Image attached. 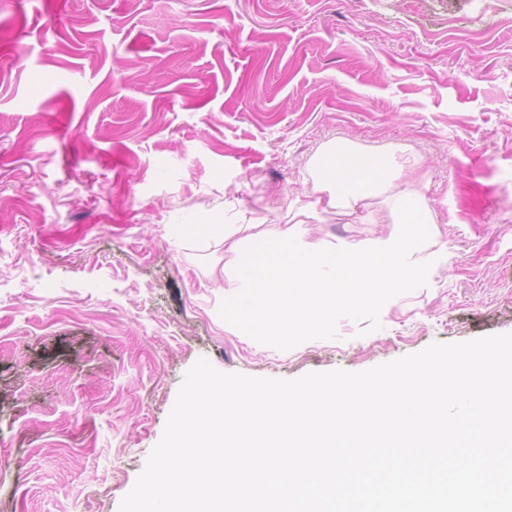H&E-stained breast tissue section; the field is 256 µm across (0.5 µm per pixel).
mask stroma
<instances>
[{
	"instance_id": "obj_1",
	"label": "stroma",
	"mask_w": 512,
	"mask_h": 512,
	"mask_svg": "<svg viewBox=\"0 0 512 512\" xmlns=\"http://www.w3.org/2000/svg\"><path fill=\"white\" fill-rule=\"evenodd\" d=\"M336 139L412 159L427 269L324 332L225 320L255 244L224 226L410 235L316 207ZM506 333L512 0H0V512H119L199 359L291 380Z\"/></svg>"
}]
</instances>
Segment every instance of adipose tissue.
Instances as JSON below:
<instances>
[{
	"label": "adipose tissue",
	"mask_w": 512,
	"mask_h": 512,
	"mask_svg": "<svg viewBox=\"0 0 512 512\" xmlns=\"http://www.w3.org/2000/svg\"><path fill=\"white\" fill-rule=\"evenodd\" d=\"M340 152L358 157L359 175L351 180L339 170L330 180H316L318 204L352 215L382 195L391 205L393 223L416 225V236L325 251L301 245L290 232H282L276 246L248 269L227 272V280L242 289L244 297L241 304L226 305L225 313L245 316L252 327L278 335L292 326L322 331L337 311L356 306L355 300L338 298L337 289L357 286L374 292L400 287L409 276L411 254L434 246V219L419 183L399 190L391 178L392 172L403 171V164L363 156L352 145L331 143L322 149L326 156Z\"/></svg>",
	"instance_id": "adipose-tissue-1"
}]
</instances>
